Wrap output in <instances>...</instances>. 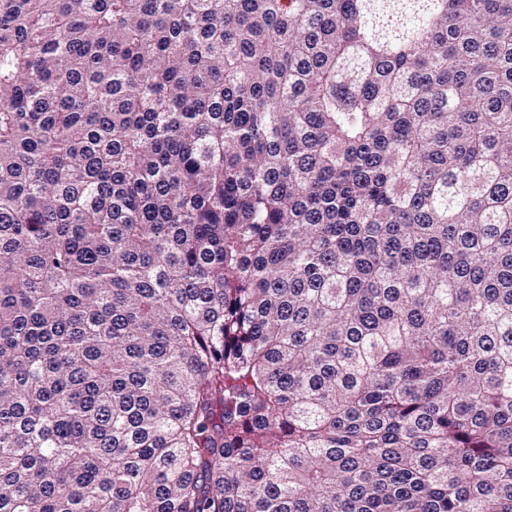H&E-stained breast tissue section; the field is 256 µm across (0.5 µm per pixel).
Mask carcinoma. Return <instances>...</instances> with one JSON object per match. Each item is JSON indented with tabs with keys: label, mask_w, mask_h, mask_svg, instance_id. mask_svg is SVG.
<instances>
[{
	"label": "carcinoma",
	"mask_w": 512,
	"mask_h": 512,
	"mask_svg": "<svg viewBox=\"0 0 512 512\" xmlns=\"http://www.w3.org/2000/svg\"><path fill=\"white\" fill-rule=\"evenodd\" d=\"M0 512H512V0H0Z\"/></svg>",
	"instance_id": "cac0c4a2"
}]
</instances>
